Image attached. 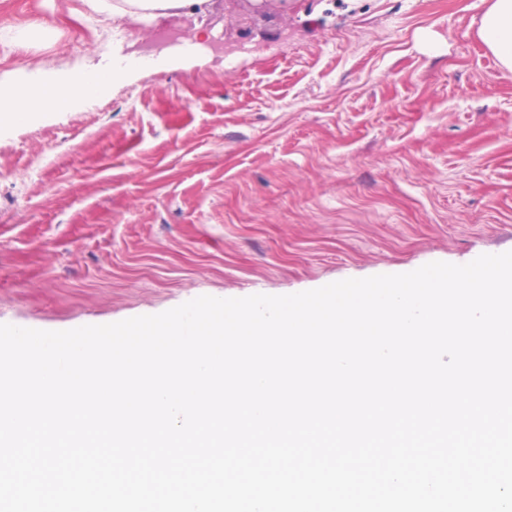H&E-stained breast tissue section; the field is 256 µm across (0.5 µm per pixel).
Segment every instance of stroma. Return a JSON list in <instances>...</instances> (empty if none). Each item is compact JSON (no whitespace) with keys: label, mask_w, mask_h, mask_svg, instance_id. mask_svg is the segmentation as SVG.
Returning <instances> with one entry per match:
<instances>
[{"label":"stroma","mask_w":512,"mask_h":512,"mask_svg":"<svg viewBox=\"0 0 512 512\" xmlns=\"http://www.w3.org/2000/svg\"><path fill=\"white\" fill-rule=\"evenodd\" d=\"M488 0H230L132 22L0 0V83L130 75L0 128V324L62 331L512 251V71ZM186 41L141 68L136 40ZM243 43L235 67L198 30ZM478 35L501 65L512 70V0H492Z\"/></svg>","instance_id":"stroma-1"}]
</instances>
